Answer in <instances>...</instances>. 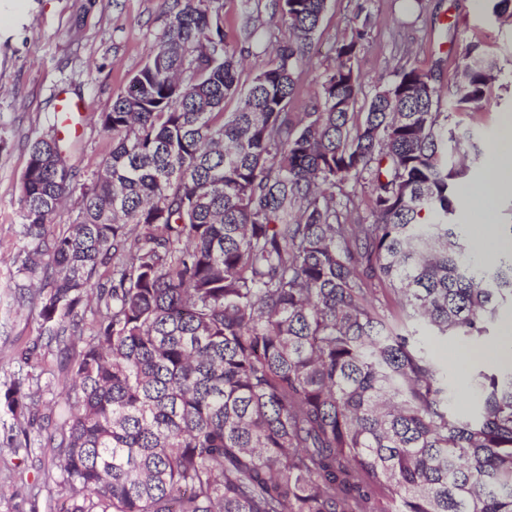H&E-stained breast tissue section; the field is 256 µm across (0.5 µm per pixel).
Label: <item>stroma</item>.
<instances>
[{"label": "stroma", "mask_w": 512, "mask_h": 512, "mask_svg": "<svg viewBox=\"0 0 512 512\" xmlns=\"http://www.w3.org/2000/svg\"><path fill=\"white\" fill-rule=\"evenodd\" d=\"M173 0H0V512H59L64 492L46 443L58 405L72 384L67 356L77 355L90 332L72 337L67 351L44 334L38 318L40 282L15 261L21 235V176L30 143L58 133L72 167L74 190L53 221L68 224L81 206V189L101 169L112 137L98 120L112 98L151 54L169 21ZM491 0H330L311 39L310 63L299 69L289 109L309 111L324 75L337 63L335 47L361 25L373 24L357 67L364 97L390 82L399 59L433 71L451 87L466 48L477 44L494 61L491 103L459 112L453 122L492 140L503 114H512V22L494 17ZM455 25L447 43L443 32ZM80 101L77 130L61 132L58 97ZM31 393L35 407L16 421L3 399L13 384Z\"/></svg>", "instance_id": "obj_1"}]
</instances>
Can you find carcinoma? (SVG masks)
Returning <instances> with one entry per match:
<instances>
[{
    "instance_id": "carcinoma-1",
    "label": "carcinoma",
    "mask_w": 512,
    "mask_h": 512,
    "mask_svg": "<svg viewBox=\"0 0 512 512\" xmlns=\"http://www.w3.org/2000/svg\"><path fill=\"white\" fill-rule=\"evenodd\" d=\"M245 6L243 42L263 8L288 36L243 86L223 5L173 0L99 114L112 148L73 223L52 224L72 181L59 139L29 146L19 261L43 276V332L68 346L99 301L47 439L66 512H512V364L473 371L459 414L415 329L485 344L512 304V249L479 258L455 222L487 146L409 63L355 111L369 12L289 118L328 0ZM494 70L468 46L451 109L485 107ZM349 182L369 184L365 217L337 197ZM5 399L18 419L34 405L19 385Z\"/></svg>"
}]
</instances>
